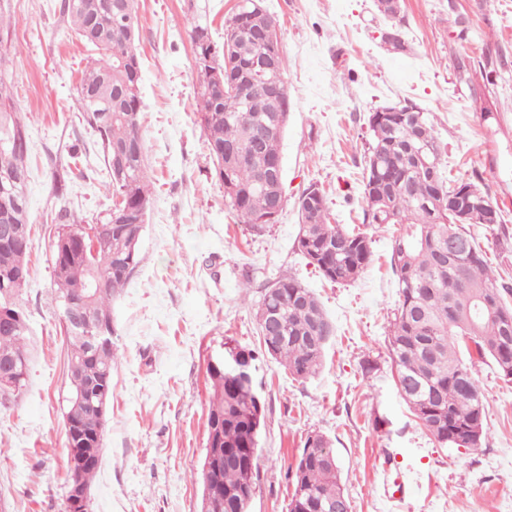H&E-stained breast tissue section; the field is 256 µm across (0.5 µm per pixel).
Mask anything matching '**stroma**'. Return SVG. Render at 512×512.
<instances>
[{
	"label": "stroma",
	"instance_id": "stroma-1",
	"mask_svg": "<svg viewBox=\"0 0 512 512\" xmlns=\"http://www.w3.org/2000/svg\"><path fill=\"white\" fill-rule=\"evenodd\" d=\"M141 130L151 199L138 264L112 304L119 361L91 484L92 512H200L213 381L226 347L259 349L256 305L285 276L319 297L334 325L320 372L295 379L259 358L264 402L250 512H288L286 478L308 436H326L351 512H512V382L472 357L485 439L446 448L411 414L387 342L399 295L393 225L363 223L369 117L409 100L429 112L444 171L486 189L504 221L470 225L497 283L512 287V0H265L278 21L290 100L283 138L286 205L276 223H240L215 175L198 112L191 24L224 41L236 0H136ZM60 0H7L14 105L29 133L30 278L19 296L29 324L27 385L0 408V512H66L68 341L48 264L60 224L53 183L75 220L101 223L112 206L103 155L74 112L94 52ZM399 28L396 48L384 40ZM317 184L330 221L360 226L372 257L354 282L322 275L295 246L297 201ZM375 369L363 374L364 362ZM411 491L385 496L394 479Z\"/></svg>",
	"mask_w": 512,
	"mask_h": 512
}]
</instances>
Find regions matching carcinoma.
Wrapping results in <instances>:
<instances>
[{
  "label": "carcinoma",
  "instance_id": "1",
  "mask_svg": "<svg viewBox=\"0 0 512 512\" xmlns=\"http://www.w3.org/2000/svg\"><path fill=\"white\" fill-rule=\"evenodd\" d=\"M261 0H241L224 28L239 27L232 44L216 45L208 26L194 24L189 31L198 68V101L201 124L215 174L235 191H224L229 206L244 224H255L267 214L273 199L262 185L277 180L274 161L282 157L284 131L277 132L259 148L251 149L259 127L288 107V99L273 98L256 89L250 108L231 92L240 79L241 66L263 52L261 25L251 21V12ZM61 11L73 24L76 35L99 53L81 73L76 109L96 133L104 157L108 188L129 210V223H144L149 204L148 175L144 163L139 95L140 63L119 67V57L136 49L135 0H61ZM224 70L223 83H213L210 71ZM9 74L0 71V176L15 183L7 197L15 223L30 224L28 185V132L12 102ZM362 186L366 203L364 221L397 224L399 234L392 246V266L399 303L390 325L388 341L397 368V387L411 412L442 446L474 448L485 437V403L471 369L459 356L461 345H473L481 358L490 359L500 376L512 381V349L508 325L495 316L476 312L480 296L493 293L496 302L512 313V289L497 285L490 277L484 254L464 226L443 220L440 199L428 174L419 165L424 158L437 168L440 180L442 149L428 113L400 112L393 120L370 126ZM236 142L244 154L229 160L219 156L224 145ZM300 220L296 244L299 252L329 281L355 280L371 259V239L341 224L327 222L328 208L322 190L315 184L298 199ZM82 225L58 228L52 254L54 288L58 299L79 298L87 288L90 268L110 282L90 299L94 319L112 314V302L129 283L128 263L138 264L139 241L132 240L123 224L112 225V234L99 241L94 252L61 245L63 238ZM30 245L15 242L0 247V273L23 279L5 291L0 287V316L25 318L19 293L29 278ZM269 313L272 324L261 341L266 356L299 379L315 376L322 366L327 342L324 329L334 330L312 291L293 278L280 277L266 288L257 305L256 318ZM27 333L0 326V358L29 360ZM68 371L72 397L95 389L112 396L113 371L118 360L115 344L96 352L87 342L68 337ZM242 363L256 370V351L234 346ZM214 396L209 418L223 420V440L206 454L224 456L217 474L221 499L213 512H249L242 496L254 491L258 467V439L264 424L263 402L255 385H246L223 366L209 367ZM67 421L81 428L72 436L80 446L105 432L89 406L69 401ZM331 449L323 435H310L286 478L293 485L288 512H308L314 500H330L335 512H350L342 488L336 457L326 460L320 449Z\"/></svg>",
  "mask_w": 512,
  "mask_h": 512
}]
</instances>
